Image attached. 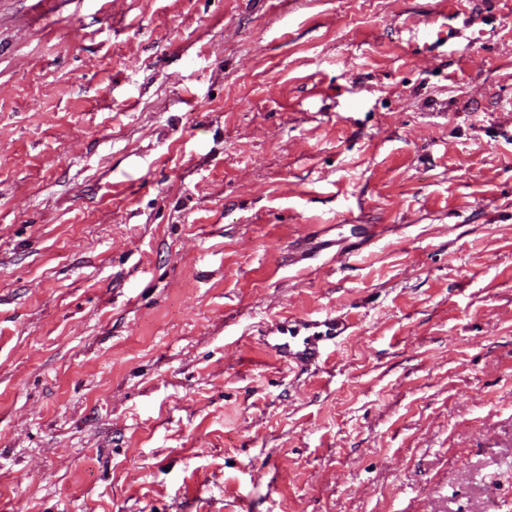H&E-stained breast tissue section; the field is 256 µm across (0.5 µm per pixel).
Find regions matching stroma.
<instances>
[{
	"mask_svg": "<svg viewBox=\"0 0 512 512\" xmlns=\"http://www.w3.org/2000/svg\"><path fill=\"white\" fill-rule=\"evenodd\" d=\"M0 512H512V0H0ZM345 327V321L336 317L285 321L277 327L281 336H271L270 341H266V346L287 363L293 362L307 367L319 362V342L335 343Z\"/></svg>",
	"mask_w": 512,
	"mask_h": 512,
	"instance_id": "stroma-1",
	"label": "stroma"
}]
</instances>
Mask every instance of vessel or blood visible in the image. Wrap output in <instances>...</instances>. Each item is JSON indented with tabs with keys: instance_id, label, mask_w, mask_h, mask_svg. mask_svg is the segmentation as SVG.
<instances>
[{
	"instance_id": "1",
	"label": "vessel or blood",
	"mask_w": 512,
	"mask_h": 512,
	"mask_svg": "<svg viewBox=\"0 0 512 512\" xmlns=\"http://www.w3.org/2000/svg\"><path fill=\"white\" fill-rule=\"evenodd\" d=\"M345 327L344 320L336 317L290 320L278 326L277 336L271 337L267 346L282 360L307 367L318 363L320 343L336 340Z\"/></svg>"
}]
</instances>
